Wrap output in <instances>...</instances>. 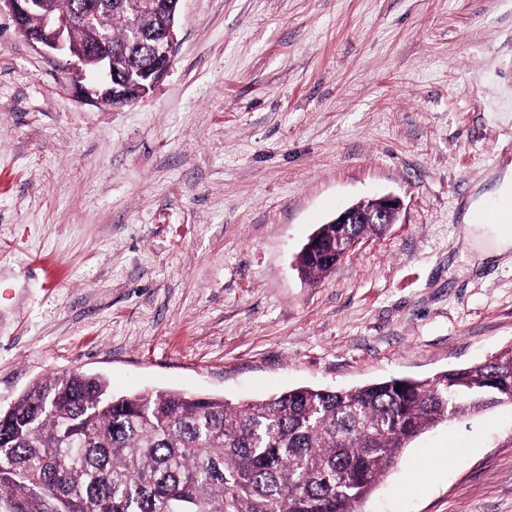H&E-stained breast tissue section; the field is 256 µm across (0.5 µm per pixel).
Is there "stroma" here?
Listing matches in <instances>:
<instances>
[{
    "instance_id": "obj_1",
    "label": "stroma",
    "mask_w": 512,
    "mask_h": 512,
    "mask_svg": "<svg viewBox=\"0 0 512 512\" xmlns=\"http://www.w3.org/2000/svg\"><path fill=\"white\" fill-rule=\"evenodd\" d=\"M168 75L95 104L0 15V409L80 371L234 402L512 347V0H181ZM398 197L320 281L295 260ZM358 512H512V405L405 448ZM399 210L400 202L393 196H382L345 208L330 222L320 225V248L304 255L299 272L312 281L324 277L335 265L347 240L355 236L364 238L370 233H378L382 228L377 225L385 227L394 224ZM504 212L510 213L512 223V197L508 201H497L483 216L482 223L487 226L484 232L476 237V240L485 242L481 248V258L502 255L512 249V229H505L495 222V218Z\"/></svg>"
}]
</instances>
